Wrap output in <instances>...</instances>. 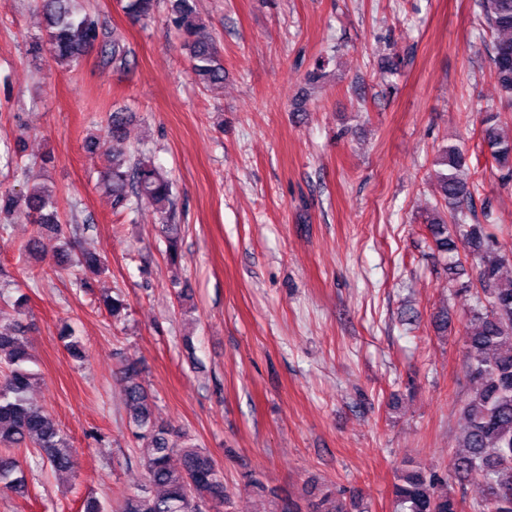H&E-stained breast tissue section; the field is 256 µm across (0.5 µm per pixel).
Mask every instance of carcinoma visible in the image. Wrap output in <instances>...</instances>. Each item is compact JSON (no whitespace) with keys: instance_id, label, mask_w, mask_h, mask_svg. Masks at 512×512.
<instances>
[{"instance_id":"1","label":"carcinoma","mask_w":512,"mask_h":512,"mask_svg":"<svg viewBox=\"0 0 512 512\" xmlns=\"http://www.w3.org/2000/svg\"><path fill=\"white\" fill-rule=\"evenodd\" d=\"M78 0H36L42 13L50 52L56 63L70 67L93 47L112 67L129 66V54L120 40L110 39L88 13L75 7ZM487 29L493 33L490 46L494 78L501 99L512 103V0H476ZM156 0H125L124 12L136 21L151 18ZM173 23L181 32L196 82L206 89L224 85V61L208 25L197 11L196 0H174ZM128 116L114 112L108 121L112 138V172L103 186L112 196V209H129L132 198L156 206L166 220L174 216L175 184L144 154L126 145ZM501 113L485 110L481 121L482 146L499 180L512 183V136L500 133ZM436 216L428 231L434 249L442 255L448 271L462 266L455 239L467 247L465 258L476 268L475 306L469 312V373L476 381L462 413L466 422L462 449L450 460L458 474L474 475V512H512V279L504 285L502 270L512 264V247L487 231L492 213L484 212V223H468L469 203L477 191L468 155L457 144H449L436 156ZM24 202L33 215L37 233L65 234L59 224L57 196L43 186H32L21 196L1 195L0 212ZM182 227L165 225L166 253L170 263L178 260ZM75 243L65 242L61 257L70 266L99 275L107 259L87 250L73 252ZM29 341L18 325L0 324V446L31 448L42 463L59 474L72 469L73 448L56 418L34 406L28 392L40 374ZM121 401L134 437L144 448L143 483L128 494L113 512H231L232 497L224 483V472L213 456L198 447L185 431L154 415L153 398L141 381L136 360L122 369ZM187 442L180 448L170 443L174 433ZM179 457V465L172 464ZM0 488L26 495L27 475L20 460L0 454ZM394 512H459V503L448 491V480L420 466L405 464L398 469L392 487ZM355 503L336 502V491L326 490L316 501L302 507L288 496H279L271 512H352Z\"/></svg>"}]
</instances>
